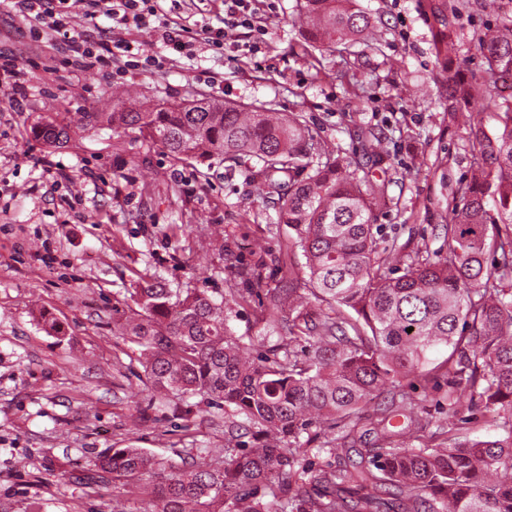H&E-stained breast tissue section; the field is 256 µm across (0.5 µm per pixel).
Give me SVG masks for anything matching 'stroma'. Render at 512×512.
<instances>
[{
	"label": "stroma",
	"mask_w": 512,
	"mask_h": 512,
	"mask_svg": "<svg viewBox=\"0 0 512 512\" xmlns=\"http://www.w3.org/2000/svg\"><path fill=\"white\" fill-rule=\"evenodd\" d=\"M486 0H357L381 35L375 48L343 56L310 46L298 0H260L263 32H229L223 48L197 45L186 57L140 40L162 58L150 72L116 65L79 71L54 42L33 37L0 10V51L24 63L22 111L0 98V512H122L116 489L89 496L79 476L106 448L136 444L169 457L223 447L222 410L191 415L131 399L139 380L129 344L112 333L123 288L156 275L171 288L240 287L238 267L281 287L287 229L254 196L247 167L225 178L216 163L177 161L133 134L87 132L60 148L26 135L59 112H99L112 89L146 104L205 98L268 104L300 113L320 139L358 156L365 126L388 150L380 176L389 197L376 212L384 241L439 251L452 191L471 172L468 132L447 110L448 73L484 75L478 40L496 15ZM462 50L449 56L448 43ZM61 326L47 333L44 318ZM434 424L490 436L481 406L448 408V378L411 393Z\"/></svg>",
	"instance_id": "1"
}]
</instances>
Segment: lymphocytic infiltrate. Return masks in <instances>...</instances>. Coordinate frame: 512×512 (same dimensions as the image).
<instances>
[{"label":"lymphocytic infiltrate","instance_id":"f902f5d3","mask_svg":"<svg viewBox=\"0 0 512 512\" xmlns=\"http://www.w3.org/2000/svg\"><path fill=\"white\" fill-rule=\"evenodd\" d=\"M252 0H224V24L197 26L180 14L178 0H0V8L18 12L34 31L53 36L67 64L83 70L133 57L142 45L136 36L150 34L156 43L180 54L192 53L198 42L223 44L229 31L253 27ZM111 25L100 30L97 20ZM87 31L75 33V22Z\"/></svg>","mask_w":512,"mask_h":512}]
</instances>
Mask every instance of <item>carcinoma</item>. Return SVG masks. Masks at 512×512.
<instances>
[{"mask_svg":"<svg viewBox=\"0 0 512 512\" xmlns=\"http://www.w3.org/2000/svg\"><path fill=\"white\" fill-rule=\"evenodd\" d=\"M298 21L314 43L373 40L374 24L353 0H304ZM479 49L486 75L448 76V111L463 114L484 97L498 131L468 124L472 170L455 189L462 205L448 213L442 252L381 245L375 212L388 181L373 169L387 150L362 127L357 159L296 112L216 102L136 108L116 94L110 112L30 126L50 146L108 129L136 131L176 160L220 159L229 172L253 159L258 196L278 206L290 252L305 259L288 267V287L267 290L263 333L248 337L265 351L253 358L230 320L263 288L255 270L237 271L247 287L216 296L174 291L157 276L124 289L112 325L137 352L139 392L176 409L188 397L227 409L256 445L191 464L108 448L90 464L89 493L120 487L141 504L133 512H512V95L497 92V76L512 73V17L488 27ZM441 369L448 406H461L458 390L468 389L470 402L497 413L494 436L419 417L405 387ZM371 404L379 447L369 464L337 448L334 466L302 463L314 426L351 432Z\"/></svg>","mask_w":512,"mask_h":512,"instance_id":"cac0c4a2","label":"carcinoma"}]
</instances>
